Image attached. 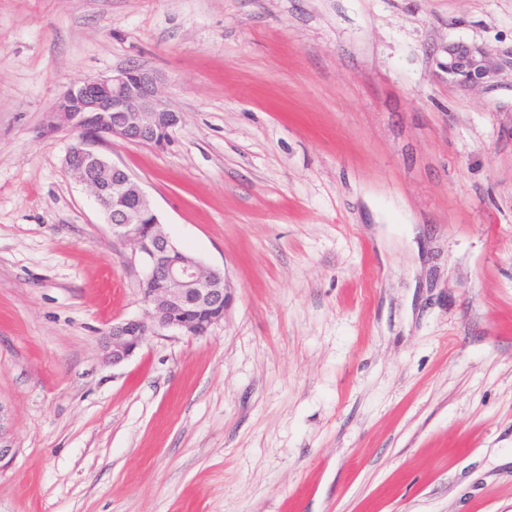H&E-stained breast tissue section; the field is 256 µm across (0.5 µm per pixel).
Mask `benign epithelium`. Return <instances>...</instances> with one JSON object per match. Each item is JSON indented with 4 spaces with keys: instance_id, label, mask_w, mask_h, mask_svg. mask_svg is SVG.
I'll use <instances>...</instances> for the list:
<instances>
[{
    "instance_id": "1",
    "label": "benign epithelium",
    "mask_w": 512,
    "mask_h": 512,
    "mask_svg": "<svg viewBox=\"0 0 512 512\" xmlns=\"http://www.w3.org/2000/svg\"><path fill=\"white\" fill-rule=\"evenodd\" d=\"M512 72V52L492 53L464 42L448 43V84L470 88ZM51 134L67 129L73 143L67 164L107 217L112 237L131 248L145 268L141 294L143 317L112 324L105 332L103 359L116 366L130 359L149 336L168 333L205 336L220 321L230 300L224 271L206 265L179 247L164 231L142 188L124 168L97 150L112 137L132 144L164 148L181 118L158 89V76L142 66L87 78L71 85L52 108ZM112 174V185L96 182Z\"/></svg>"
}]
</instances>
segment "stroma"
<instances>
[{
    "label": "stroma",
    "instance_id": "obj_1",
    "mask_svg": "<svg viewBox=\"0 0 512 512\" xmlns=\"http://www.w3.org/2000/svg\"><path fill=\"white\" fill-rule=\"evenodd\" d=\"M512 0H0V512H512ZM141 65L182 122L101 154L233 293L149 337L144 268L46 135ZM512 73V52L492 53L486 48L452 42L448 45V83L470 88L490 82L503 72Z\"/></svg>",
    "mask_w": 512,
    "mask_h": 512
}]
</instances>
